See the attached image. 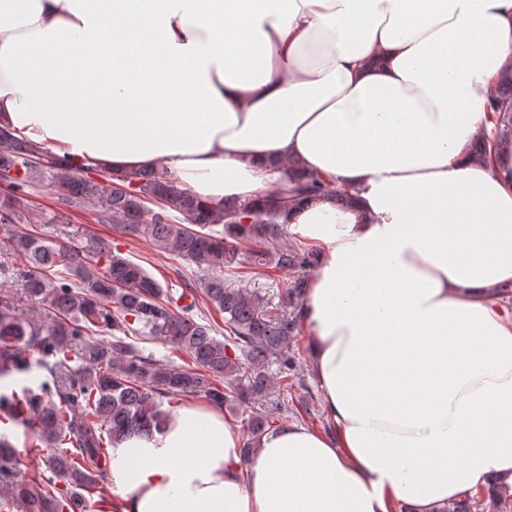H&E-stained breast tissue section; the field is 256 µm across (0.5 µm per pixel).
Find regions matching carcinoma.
<instances>
[{"mask_svg":"<svg viewBox=\"0 0 512 512\" xmlns=\"http://www.w3.org/2000/svg\"><path fill=\"white\" fill-rule=\"evenodd\" d=\"M490 108L494 136L512 139V73L495 83ZM0 179L12 189L0 201L9 251L0 279L21 282L54 310L53 319L37 324L0 300V425L21 424L31 432L32 448H52L45 469L24 478L14 444L0 433V512H86L94 496L100 512H111L115 503L104 480L112 441L162 423L185 398L231 411L270 406L271 412L246 419L249 456L288 412L275 380L284 389L298 374L289 345L305 270L316 261L313 251L282 244L286 218L310 199L333 195L340 203L344 194L314 176L289 181L258 205L226 199L214 207L181 190L163 170L80 176L4 128ZM44 180L57 186L62 207L94 211L115 232L172 250L200 273L198 287H163L110 241L91 236L75 246L28 229L27 197ZM171 210L181 218H172ZM245 244L247 252L241 251ZM280 270L296 276L279 309L268 314L260 296L232 279ZM205 308L222 314L224 326L199 322ZM153 339L186 353L191 363L178 365L135 344ZM34 366L47 378L12 388L14 377ZM443 512H512V502L492 492L468 495Z\"/></svg>","mask_w":512,"mask_h":512,"instance_id":"1","label":"carcinoma"}]
</instances>
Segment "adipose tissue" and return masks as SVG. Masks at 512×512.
<instances>
[{"instance_id":"ef3b65f1","label":"adipose tissue","mask_w":512,"mask_h":512,"mask_svg":"<svg viewBox=\"0 0 512 512\" xmlns=\"http://www.w3.org/2000/svg\"><path fill=\"white\" fill-rule=\"evenodd\" d=\"M512 0H0V127L77 170L165 168L258 203L289 162L351 194L291 213L332 427L251 456L204 402L114 441L122 512H442L512 495V143L486 145Z\"/></svg>"}]
</instances>
